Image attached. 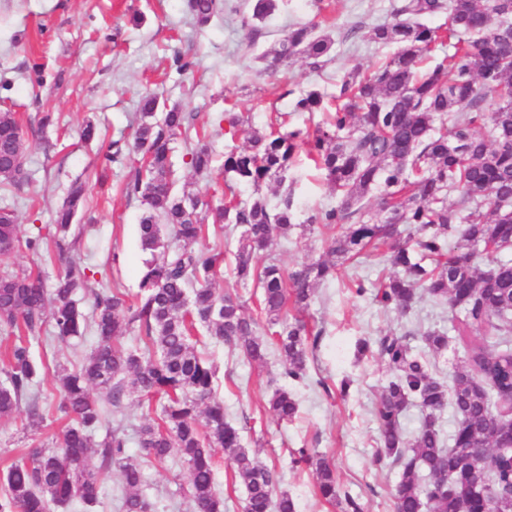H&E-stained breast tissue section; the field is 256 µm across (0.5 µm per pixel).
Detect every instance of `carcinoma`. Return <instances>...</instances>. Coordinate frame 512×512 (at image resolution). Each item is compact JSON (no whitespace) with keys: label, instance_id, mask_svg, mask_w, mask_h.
Masks as SVG:
<instances>
[{"label":"carcinoma","instance_id":"1","mask_svg":"<svg viewBox=\"0 0 512 512\" xmlns=\"http://www.w3.org/2000/svg\"><path fill=\"white\" fill-rule=\"evenodd\" d=\"M199 26L225 10L224 0H188ZM401 19L372 27L369 41L393 53L370 74L357 71L342 79L329 118L314 126L288 128L281 121L253 131L248 145L224 152V202L210 206L201 196L177 188L172 161L175 144H187L183 164L198 177L213 170L211 151L189 145L193 116L170 106L154 92L138 101L140 123L134 139L141 152L136 177L125 194L140 202L138 224L142 269L134 298L120 289L92 292L91 314L79 310L75 295L90 287L88 268L69 266L46 290L40 276L20 273L0 278V324L23 330L5 352L6 381L0 384V419L11 418L27 403L39 415L40 368L30 347L46 326L63 342L95 335L85 363L62 382L57 410L66 420L51 446L36 448L4 473L7 487L0 512H51L80 501L86 512L99 504V474L89 468L98 456L101 468L119 469L127 494L122 512H151L140 490L145 473L126 457L120 428L98 431L104 405L123 408L126 389L160 395L158 422L141 427L144 456L162 461L178 456L189 465V493L197 512H224L215 489L211 448L232 452L234 477L245 487L244 512H296L293 499L278 494L272 471L241 446L239 429L213 396L214 364L189 342L195 328L237 349L253 365L266 362L269 346L284 357L282 377L304 380L308 360L307 324L288 318V304L304 310L312 284L334 277L336 259L350 261L371 248L396 273L380 282L376 301L402 315L424 296L459 310L454 330L463 344V366L450 383L441 381L429 362L413 353L407 336L388 332L375 340L378 358L390 372L375 410L379 466L397 465L396 512H488L489 497L470 481L483 470L501 498L512 493V416L496 411L512 405V260L498 254L512 250V0H403ZM447 15L446 28L418 22ZM305 24L291 30L270 51V64L286 65L297 57L319 70L331 61L334 41ZM451 54L421 74L417 65L436 44ZM295 95L296 112L323 109L326 93L304 89ZM498 99L488 112L484 103ZM464 108L462 121L453 120ZM244 117L226 112L216 125L235 140ZM24 130L12 112H0V182L21 187L29 182L22 152ZM304 149L336 192V203L308 218L323 228L346 226L332 238L328 259L313 260L286 272L275 261L259 263L273 237L288 238L293 202L283 191L276 204L258 194L246 198L236 189L282 182L296 153ZM126 146L113 141L105 163L126 159ZM384 187V218L367 217L364 198ZM455 204H448L451 195ZM487 204L494 205L490 213ZM86 190L75 182L53 214L50 242L58 258L79 245L82 231L74 220L84 212ZM238 232L233 253L238 281L257 282L261 309L271 335L259 337L257 321L246 316L240 297L218 292L223 252L202 244L207 217ZM0 241L17 246V218L0 206ZM484 253L492 267L477 272ZM485 335L471 337L472 328ZM144 348L126 346L130 331ZM422 340L430 350L448 349V334L428 329ZM269 410L281 421L293 420L297 400L277 389ZM410 405L424 413L417 434L406 439L401 417ZM450 407L455 417L452 445L438 424ZM295 463L316 468L317 491L334 504L336 476L329 463L309 449L297 451Z\"/></svg>","mask_w":512,"mask_h":512}]
</instances>
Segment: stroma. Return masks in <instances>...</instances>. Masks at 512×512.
I'll list each match as a JSON object with an SVG mask.
<instances>
[{"label": "stroma", "mask_w": 512, "mask_h": 512, "mask_svg": "<svg viewBox=\"0 0 512 512\" xmlns=\"http://www.w3.org/2000/svg\"><path fill=\"white\" fill-rule=\"evenodd\" d=\"M229 2L241 6V14L223 13L201 27L191 19L185 0H0V112L15 113L25 127L23 152L30 173L28 184L4 190L15 209L21 244L0 257V277L26 270L41 274L45 285H52L62 262L49 246L33 251L24 241L50 224L67 188L78 179L88 188L89 225L71 259L93 267L100 284L135 294L143 258L137 235L142 208L124 195L123 187L134 178L137 165L104 168L99 155L112 140H132L139 95L151 90L168 104L194 113L216 164H223L230 142L218 133L215 116L231 108L248 115L256 128L268 127L282 114L289 126L307 125V113L293 109L292 91L317 87L330 93L352 70L371 72L382 52L369 43L368 31L391 20L392 9L401 0H277L274 13L255 27L246 23L252 10L243 0ZM134 15L139 23H131ZM298 23L315 25L317 33L334 39L333 61L318 72L301 58L268 67L262 53ZM177 52L195 62L182 75L172 65ZM47 113L53 123L40 127ZM89 119L97 124L99 139L87 146L80 140V130ZM284 185L292 194L299 226L289 239L274 238L269 252L292 271L324 254L327 235L306 229L305 223L334 197L302 154ZM355 274L367 283L365 294L352 288ZM386 274L378 253L371 252L357 263L338 266L335 278L316 285L301 317L321 328L322 334L309 355L304 382L286 383L279 355L257 367L206 333L197 337L198 352L216 367L214 396L240 429L243 450L272 470L277 491L294 498L297 512L344 510L343 505L320 498L312 466L292 465V455L300 448L325 456L339 493L358 500L365 512L394 510L401 470L374 462L375 408L387 371L374 350L359 351L358 343L390 331H449L456 312L428 298L407 316L382 307L373 285ZM94 343L90 335L71 345L33 343V356L42 366L44 420L31 426L21 412L0 421V472L32 449L48 446L62 426L57 412L59 372L82 362ZM345 380L350 387L344 394L340 388ZM286 385L300 403L297 417L288 423L277 420L268 405L272 391ZM155 417L147 400L134 394L109 423L125 428L126 453L145 470L142 494L153 512H196L187 492L188 464L177 457L147 460L141 453L139 428ZM213 460L225 512H243L246 493L232 473L229 453L214 449Z\"/></svg>", "instance_id": "obj_1"}]
</instances>
